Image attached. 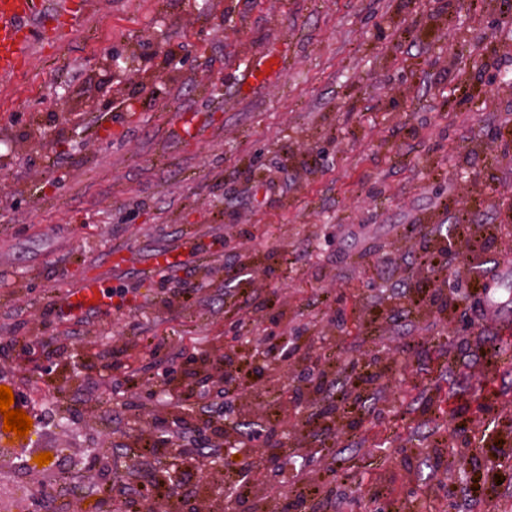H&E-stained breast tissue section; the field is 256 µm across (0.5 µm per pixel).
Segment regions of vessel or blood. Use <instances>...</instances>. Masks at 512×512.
Returning a JSON list of instances; mask_svg holds the SVG:
<instances>
[{"instance_id": "obj_1", "label": "vessel or blood", "mask_w": 512, "mask_h": 512, "mask_svg": "<svg viewBox=\"0 0 512 512\" xmlns=\"http://www.w3.org/2000/svg\"><path fill=\"white\" fill-rule=\"evenodd\" d=\"M85 8L84 0H58L53 6L48 0H0V77L13 79L26 72L42 33L55 28L62 18L76 23ZM103 286L100 277L80 282L69 296V307L88 308L98 301Z\"/></svg>"}]
</instances>
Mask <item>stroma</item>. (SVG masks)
<instances>
[{
	"label": "stroma",
	"mask_w": 512,
	"mask_h": 512,
	"mask_svg": "<svg viewBox=\"0 0 512 512\" xmlns=\"http://www.w3.org/2000/svg\"><path fill=\"white\" fill-rule=\"evenodd\" d=\"M512 0H94L71 35L47 33L29 72L0 81V343L25 326L35 349L18 371L0 354V386L26 397L27 436L53 453L41 512H71L67 485H113L131 505L138 479L168 455L141 454L124 368L155 377L153 405L177 409L160 372L169 354L140 342L230 352L252 362L261 337L294 328L335 382L358 359L369 383L338 402L333 455L307 422L320 404L293 401L281 363L228 414L232 440L276 427L288 441L276 473L322 481L354 512H393L433 487V455L471 462L493 502L462 491L435 512H512V346L481 307L442 320L392 297L425 225L442 238L467 211L498 242L468 266L487 282L512 252ZM276 52L284 68L246 85ZM121 68H113V57ZM133 290L131 304L85 320L30 318L83 279ZM190 278L194 299L174 295ZM262 305L244 314V300ZM421 348L399 351L404 335ZM109 389L87 390L88 376ZM490 408L474 399L483 384ZM110 434V445L100 441ZM91 448L111 473L71 467ZM23 467L0 459V507L26 495ZM225 454L188 470L198 512H225Z\"/></svg>",
	"instance_id": "35a3bbf8"
}]
</instances>
